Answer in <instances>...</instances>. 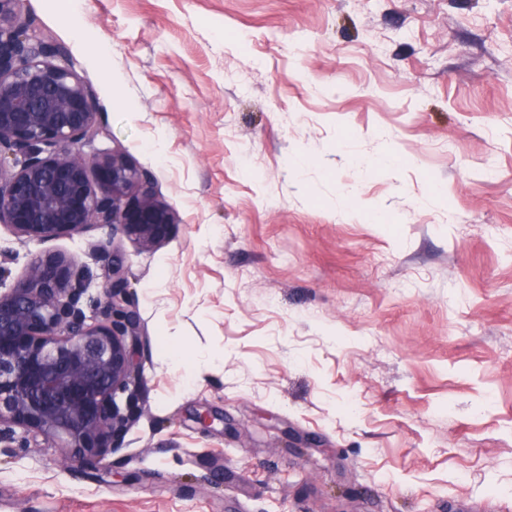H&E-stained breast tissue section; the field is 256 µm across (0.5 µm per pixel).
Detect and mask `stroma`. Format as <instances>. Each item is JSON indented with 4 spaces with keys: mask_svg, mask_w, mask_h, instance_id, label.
Listing matches in <instances>:
<instances>
[{
    "mask_svg": "<svg viewBox=\"0 0 512 512\" xmlns=\"http://www.w3.org/2000/svg\"><path fill=\"white\" fill-rule=\"evenodd\" d=\"M178 216L103 478L0 442V512H512V0H27ZM210 411L204 426L196 415Z\"/></svg>",
    "mask_w": 512,
    "mask_h": 512,
    "instance_id": "35a3bbf8",
    "label": "stroma"
}]
</instances>
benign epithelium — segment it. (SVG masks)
Here are the masks:
<instances>
[{"label": "benign epithelium", "instance_id": "1", "mask_svg": "<svg viewBox=\"0 0 512 512\" xmlns=\"http://www.w3.org/2000/svg\"><path fill=\"white\" fill-rule=\"evenodd\" d=\"M59 55L26 0H0V224L37 241L110 224L142 249L160 245L174 212L123 150L80 152L101 133L94 94ZM93 279L48 253L0 293V425L62 440L92 466L125 426L116 393L135 377L141 336L125 256L109 257L97 319L81 306Z\"/></svg>", "mask_w": 512, "mask_h": 512}]
</instances>
